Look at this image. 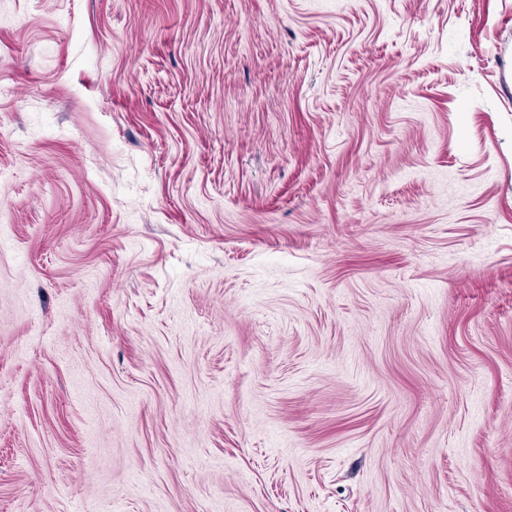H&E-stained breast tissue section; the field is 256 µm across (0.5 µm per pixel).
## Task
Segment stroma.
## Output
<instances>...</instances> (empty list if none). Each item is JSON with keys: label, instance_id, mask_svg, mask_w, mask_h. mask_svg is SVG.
I'll return each instance as SVG.
<instances>
[{"label": "stroma", "instance_id": "stroma-1", "mask_svg": "<svg viewBox=\"0 0 512 512\" xmlns=\"http://www.w3.org/2000/svg\"><path fill=\"white\" fill-rule=\"evenodd\" d=\"M0 512H512V0H0Z\"/></svg>", "mask_w": 512, "mask_h": 512}]
</instances>
